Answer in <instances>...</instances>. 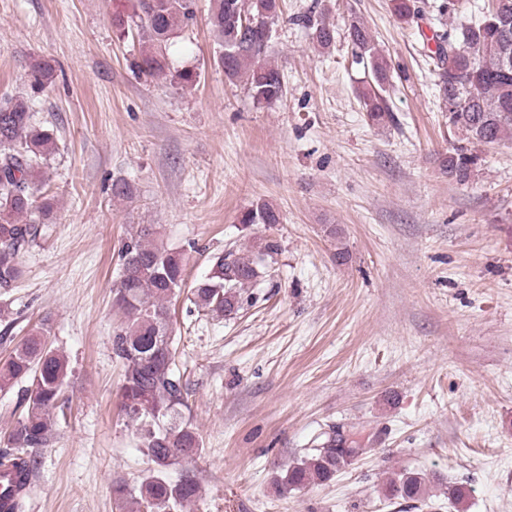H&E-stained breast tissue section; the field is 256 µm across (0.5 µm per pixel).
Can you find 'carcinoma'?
<instances>
[{
    "label": "carcinoma",
    "instance_id": "carcinoma-1",
    "mask_svg": "<svg viewBox=\"0 0 512 512\" xmlns=\"http://www.w3.org/2000/svg\"><path fill=\"white\" fill-rule=\"evenodd\" d=\"M396 18L419 23L426 13L435 20L448 17V28L431 36L430 71L439 96L448 108V123L472 144H494L512 139V0H500L496 10L466 14L465 0H392ZM279 0H210L209 24L218 41L215 64L229 82L244 84L253 102L269 106L285 92L283 74L269 52V28L279 20ZM195 0H131V10L115 15L119 34L145 44L135 70L151 80H168L187 89L197 73H175L167 65L172 40L193 24ZM315 46L325 50L335 43V29L325 10L297 17ZM347 34L352 54L371 73L373 81L359 88V100L373 125L393 121L382 92L389 84L390 66L368 27L354 17ZM55 79L46 60L31 64L32 89L39 91ZM31 100L22 96L0 100V320L10 327L11 293L23 276L21 256L36 241L42 226L55 219L54 199L36 198L33 189L44 180V161L57 148L54 131L32 121ZM478 156L457 145L441 160L448 177L469 181ZM242 224H277L276 212L265 204L242 213ZM154 225L141 224L121 250L119 280L112 288V305L126 321L112 336V353L122 360V409L135 428L153 474L135 486L118 481L112 486L124 512H187L199 498V486L190 472L172 482L170 466L201 451L199 436L185 420L184 384L176 373V348L170 305L185 283L183 253L156 243ZM280 245L269 239L257 249L239 248L215 258L209 273L192 287L194 304L209 313L231 316L244 302L245 289L269 272V261ZM48 320L35 329L0 363V391L25 380L23 413L0 448V476H10L11 507L0 512H24L29 477L39 450L51 443L57 426L59 398L69 381L67 356L46 341ZM316 445L304 449L299 462L277 481L286 494L331 481L336 472L364 448L322 432ZM426 479L403 472L384 488L388 499L426 501Z\"/></svg>",
    "mask_w": 512,
    "mask_h": 512
}]
</instances>
